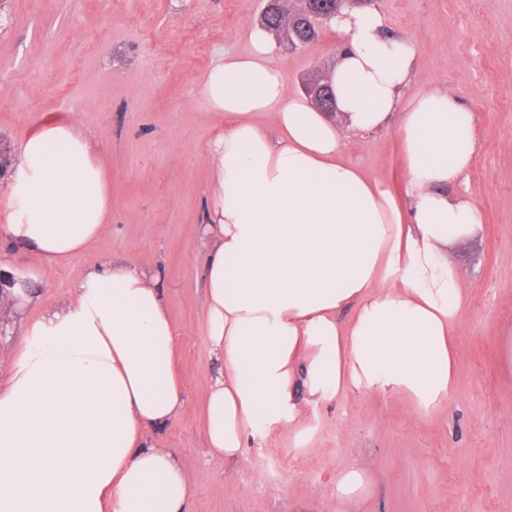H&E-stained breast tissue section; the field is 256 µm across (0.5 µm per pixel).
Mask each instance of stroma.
Segmentation results:
<instances>
[{
	"label": "stroma",
	"instance_id": "35a3bbf8",
	"mask_svg": "<svg viewBox=\"0 0 512 512\" xmlns=\"http://www.w3.org/2000/svg\"><path fill=\"white\" fill-rule=\"evenodd\" d=\"M264 0H6L0 8V152L68 112L100 150L112 224L90 252L38 270L37 300L0 317V385L27 327L60 306L95 260L132 255L162 272L169 314L185 334L176 367L187 392L164 445L192 477L190 512H330L345 465L372 468L359 512H512V372L499 341L512 336V0H374L390 32L413 48V91L439 82L474 112L478 151L455 186L479 209L482 233L448 258L467 290L456 385L441 411L366 392L321 409L315 447L280 432L251 438L241 456L210 453L202 404L220 367L203 331L204 221L212 115L198 103L220 52L244 54ZM337 39L278 45L289 93L336 63ZM344 158L394 195L406 181L389 128L350 140Z\"/></svg>",
	"mask_w": 512,
	"mask_h": 512
}]
</instances>
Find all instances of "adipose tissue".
<instances>
[{
  "label": "adipose tissue",
  "instance_id": "ef3b65f1",
  "mask_svg": "<svg viewBox=\"0 0 512 512\" xmlns=\"http://www.w3.org/2000/svg\"><path fill=\"white\" fill-rule=\"evenodd\" d=\"M329 26L343 122L289 94L260 28L199 91L218 127L199 233L205 335L223 364L203 431L228 459L266 429L313 448L319 408L364 392L433 412L456 381L466 290L448 250L478 237L481 219L451 188L477 151L474 114L440 84L406 95L415 55L378 10H345ZM389 126L407 170L399 200L342 159L350 138ZM4 206L0 244L38 266L88 252L108 229V172L72 116L25 137ZM181 336L159 270L128 257L88 268L62 308L31 323L0 386V512H187L192 478L162 446L185 403ZM370 483L369 467L343 468L334 512Z\"/></svg>",
  "mask_w": 512,
  "mask_h": 512
}]
</instances>
